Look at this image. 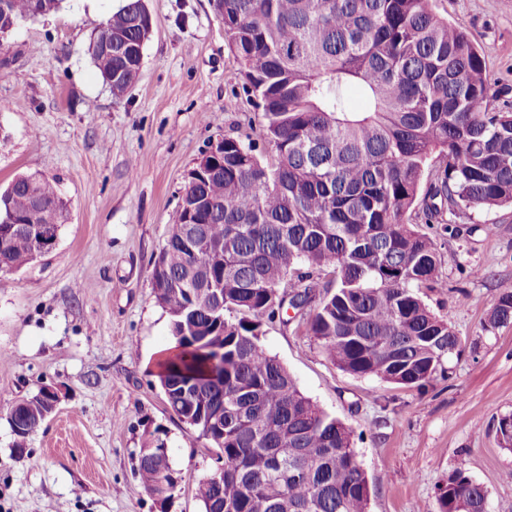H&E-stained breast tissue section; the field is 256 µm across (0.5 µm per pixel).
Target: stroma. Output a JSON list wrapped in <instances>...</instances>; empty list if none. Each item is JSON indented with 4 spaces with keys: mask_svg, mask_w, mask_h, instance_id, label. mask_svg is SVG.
Returning a JSON list of instances; mask_svg holds the SVG:
<instances>
[{
    "mask_svg": "<svg viewBox=\"0 0 512 512\" xmlns=\"http://www.w3.org/2000/svg\"><path fill=\"white\" fill-rule=\"evenodd\" d=\"M122 0H63L0 49V189L42 172L66 204L55 247L0 270V512H202L210 453L167 407L156 369L174 342L151 271L188 173L222 136L258 137L257 112L212 0H144L152 17L137 80L112 95L87 48ZM471 31L512 111V0H429ZM440 287L421 296L461 339L448 375L405 388L341 371L307 333L312 308L265 322L261 342L300 390L353 431L371 512L435 506L458 466L512 512V450L495 425L512 412V324L488 318L512 288V207L424 224ZM56 410L17 451L12 404L42 387ZM168 448L181 484L157 504L137 474L141 448Z\"/></svg>",
    "mask_w": 512,
    "mask_h": 512,
    "instance_id": "1",
    "label": "stroma"
}]
</instances>
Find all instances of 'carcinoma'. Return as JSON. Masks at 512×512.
<instances>
[{
	"mask_svg": "<svg viewBox=\"0 0 512 512\" xmlns=\"http://www.w3.org/2000/svg\"><path fill=\"white\" fill-rule=\"evenodd\" d=\"M60 0H7L11 24L56 11ZM224 37L260 113L265 155L224 137V164L185 188L193 223L178 208L151 278L171 316L176 352L158 363L168 408L195 440L224 457V476L196 486L203 512H369L371 490L351 429L306 396L260 341L263 321L315 297L308 334L340 370L423 388L446 372L460 339L418 295L438 284L441 258L413 220L512 205V112L494 89L476 38L428 0H217ZM149 33L142 0L101 26L88 53L112 94L137 79ZM112 40V53L98 43ZM358 87L367 109L352 112ZM445 166L421 192L433 155ZM66 209L54 182L22 175L0 193V269H21L56 243ZM196 238L192 248L186 241ZM224 245V261L211 247ZM288 292H280L283 285ZM489 323H512V289ZM51 413L36 393L15 411L19 441ZM496 434L512 449V413ZM156 449L137 453L149 491ZM437 508L487 512V494L458 467Z\"/></svg>",
	"mask_w": 512,
	"mask_h": 512,
	"instance_id": "carcinoma-1",
	"label": "carcinoma"
}]
</instances>
